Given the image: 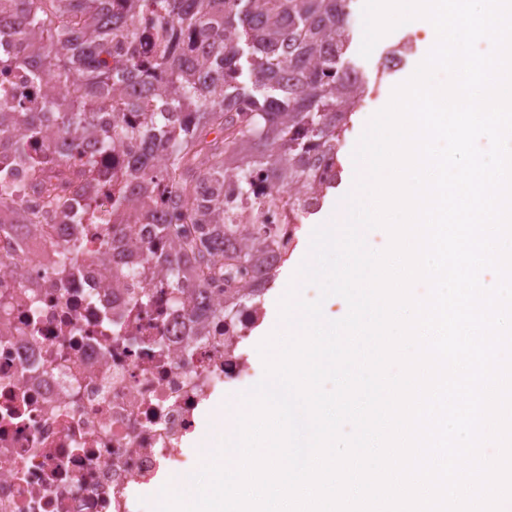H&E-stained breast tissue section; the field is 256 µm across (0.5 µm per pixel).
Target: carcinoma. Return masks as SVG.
I'll use <instances>...</instances> for the list:
<instances>
[{
  "mask_svg": "<svg viewBox=\"0 0 512 512\" xmlns=\"http://www.w3.org/2000/svg\"><path fill=\"white\" fill-rule=\"evenodd\" d=\"M351 0H0V133L23 130L0 165V194H46L54 216L102 222L99 199L67 194L100 179V157L128 150L112 175L113 217L103 245L125 237L128 210L174 218L158 225L170 310L179 289L260 267L276 241L257 216L252 172L264 171L303 215L297 186L324 199L368 80L350 59ZM24 70L47 93L32 102L6 79ZM49 121L69 145L48 159L30 139ZM24 177L16 179L17 167ZM242 242L224 256V238Z\"/></svg>",
  "mask_w": 512,
  "mask_h": 512,
  "instance_id": "obj_1",
  "label": "carcinoma"
}]
</instances>
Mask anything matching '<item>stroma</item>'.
Listing matches in <instances>:
<instances>
[{"instance_id": "stroma-1", "label": "stroma", "mask_w": 512, "mask_h": 512, "mask_svg": "<svg viewBox=\"0 0 512 512\" xmlns=\"http://www.w3.org/2000/svg\"><path fill=\"white\" fill-rule=\"evenodd\" d=\"M405 39V30L399 28L382 37L370 57H362L356 51L351 54L352 61L367 75L370 91L365 99L363 109L353 119V126L343 147V172L339 185L329 191L320 209L305 220L298 233L297 245L292 255L280 267L275 281L271 283L262 299L264 318L253 332L254 344L248 347L256 378L260 379L264 376V363L256 344L269 336L278 323L279 301L284 296L297 269L309 255L310 239L314 228L336 222L339 206L354 186L353 152L360 136L371 117L389 103L394 87L410 78L413 69L429 48L428 40H420L415 50L403 55L396 67H387L386 57L389 51L402 45Z\"/></svg>"}]
</instances>
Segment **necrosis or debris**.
<instances>
[{
    "label": "necrosis or debris",
    "instance_id": "necrosis-or-debris-1",
    "mask_svg": "<svg viewBox=\"0 0 512 512\" xmlns=\"http://www.w3.org/2000/svg\"><path fill=\"white\" fill-rule=\"evenodd\" d=\"M42 204L0 197V512H141L160 469L186 473L201 405L252 376L244 345L262 309H224L259 275L209 288L206 319L193 304L176 317L140 252L152 225L109 255L101 224L18 234ZM72 241L64 270L54 254Z\"/></svg>",
    "mask_w": 512,
    "mask_h": 512
}]
</instances>
